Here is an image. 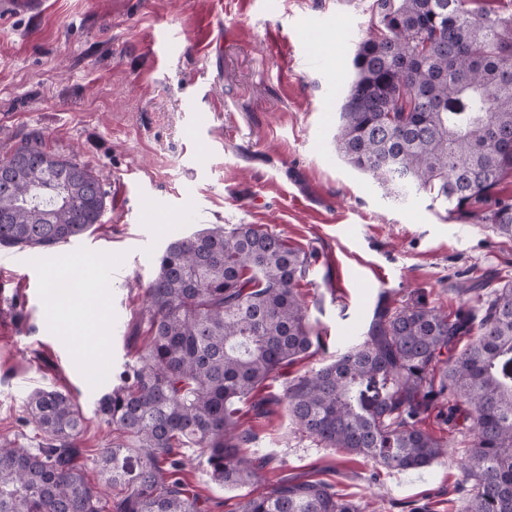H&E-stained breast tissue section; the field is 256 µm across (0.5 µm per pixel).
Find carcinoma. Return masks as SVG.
Wrapping results in <instances>:
<instances>
[{"instance_id": "cac0c4a2", "label": "carcinoma", "mask_w": 512, "mask_h": 512, "mask_svg": "<svg viewBox=\"0 0 512 512\" xmlns=\"http://www.w3.org/2000/svg\"><path fill=\"white\" fill-rule=\"evenodd\" d=\"M370 35L352 57L336 149L394 198L422 191L512 237V13L480 0H372ZM107 193L85 164L18 146L0 161V246L43 250L103 223ZM312 256L255 224L203 228L170 241L146 289L150 338L97 414L125 437L100 450L101 482L121 486L116 512H201L177 449H202L214 481L244 487L261 463L243 452L235 405L319 348L299 286ZM445 313L416 300L380 309L363 341L293 380L283 399L299 430L385 470L448 454L421 428L472 436L471 481L457 512H512V281ZM470 341L461 350L464 337ZM37 447L0 441V512H103L102 490L77 464L85 417L72 396L38 389L24 402ZM239 512H363L321 480L283 481Z\"/></svg>"}]
</instances>
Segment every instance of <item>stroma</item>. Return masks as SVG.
<instances>
[{
    "label": "stroma",
    "mask_w": 512,
    "mask_h": 512,
    "mask_svg": "<svg viewBox=\"0 0 512 512\" xmlns=\"http://www.w3.org/2000/svg\"><path fill=\"white\" fill-rule=\"evenodd\" d=\"M370 0H40L0 14V160L28 140L88 165L107 191L103 225L43 253L0 247V437L35 440L23 402L69 392L86 428L76 460L98 483L111 443L98 399L148 342L141 315L174 233L257 224L311 253L299 288L322 345L283 367L236 417L265 459L243 489L214 482L198 449L183 478L202 512H237L243 494L282 478L322 479L370 512H454L470 483L465 445L437 411L422 427L449 442L422 470L381 471L324 448L288 416V384L358 343L376 307L421 300L452 313L459 284L512 280V239L448 215L427 194L397 200L337 153L351 58L368 37ZM286 38L270 43V31ZM33 280L22 288L23 279ZM73 280L75 329L59 327L50 285ZM98 328L97 355L79 351Z\"/></svg>",
    "instance_id": "1"
}]
</instances>
